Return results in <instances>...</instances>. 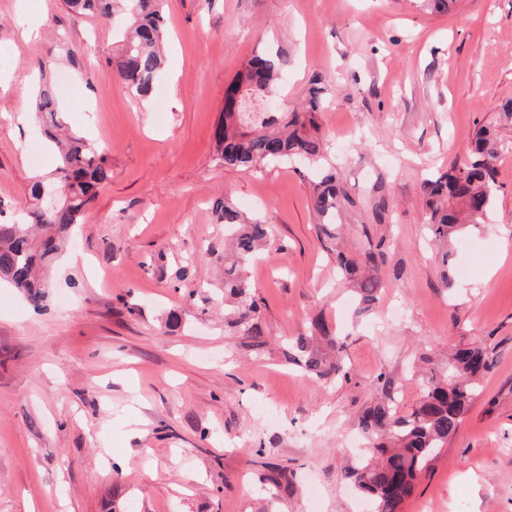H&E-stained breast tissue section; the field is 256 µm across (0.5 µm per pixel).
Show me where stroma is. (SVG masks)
Here are the masks:
<instances>
[{
	"mask_svg": "<svg viewBox=\"0 0 512 512\" xmlns=\"http://www.w3.org/2000/svg\"><path fill=\"white\" fill-rule=\"evenodd\" d=\"M164 18V67L141 102L112 75L108 22L62 0H0V215L26 207L34 174L57 166L29 80L63 42L80 51L60 86L65 122L111 170L49 272L48 307L0 283V512H363L340 472L374 380L392 377L409 411L424 361L441 367L460 344L486 347L492 369L402 512H512V127L495 112L512 98V0H453L442 14L418 0H167ZM271 48L288 58L283 109L302 104L314 74L335 80L318 124L360 202L336 232L351 254L389 242L366 315L320 242L310 173L216 160L224 92ZM492 124L495 205L466 236L471 273L446 288L422 183ZM379 176L395 207L365 230ZM227 196L272 226L246 271L258 349L239 347L206 303L224 289L215 206ZM172 311L184 316L174 330ZM316 318L342 343L348 377L286 362L287 341ZM282 466L291 489L262 482Z\"/></svg>",
	"mask_w": 512,
	"mask_h": 512,
	"instance_id": "stroma-1",
	"label": "stroma"
}]
</instances>
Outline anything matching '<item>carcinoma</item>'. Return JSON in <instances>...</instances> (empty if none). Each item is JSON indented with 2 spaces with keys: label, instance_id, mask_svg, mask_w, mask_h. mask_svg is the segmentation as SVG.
I'll return each mask as SVG.
<instances>
[{
  "label": "carcinoma",
  "instance_id": "obj_1",
  "mask_svg": "<svg viewBox=\"0 0 512 512\" xmlns=\"http://www.w3.org/2000/svg\"><path fill=\"white\" fill-rule=\"evenodd\" d=\"M166 0H64L77 14H96L112 26L118 52L109 60L115 78L135 98H148L163 66L162 46L166 36L163 11ZM49 59L39 65L33 89L34 108L45 134L57 148L60 164L47 177H37L30 187L33 203L8 221H0V281L11 284L29 305L38 309L48 299L47 271L65 247L72 226L110 178L103 154L87 139L61 121L57 86L46 77L53 67ZM286 70L283 53L277 51L249 62L231 83L243 90L236 105L224 108V120L215 131L216 160L226 168H252L273 163H299L318 172L310 187V205L319 219L320 232L328 239L326 249L335 259L336 274L356 283L359 311L378 300L379 272L386 261V240L381 239L358 256L336 245V234L327 227L342 211L357 205L348 187L328 157L326 141L319 134L317 114L327 103L328 80L316 75L305 101L291 111L269 112L267 100L278 99V84ZM501 144L496 129L482 126L472 138L462 163L423 183L425 224L440 245L481 226L492 209L496 191L495 162ZM58 191L54 205H47L42 190ZM373 223L383 224L393 210L384 181L372 186ZM218 221L224 224L232 247L224 251V300L233 302L227 326L247 348L259 349V305L242 269L260 257L269 245L271 225L259 216L249 217L231 199L220 203ZM320 336L331 349H340L325 324L311 321V334L288 342L285 357L301 363L318 379L348 376L341 357L331 359L310 347ZM491 368L488 350L480 345L459 346L448 365L432 374L429 385L407 415L397 411V387L390 377H377L379 400L358 420V429L368 446L355 463L341 471L342 480L370 504L372 512H401L412 495L415 481L426 471L449 439L456 436L474 396L478 382ZM294 471L277 469L261 480L276 487L293 485Z\"/></svg>",
  "mask_w": 512,
  "mask_h": 512
}]
</instances>
